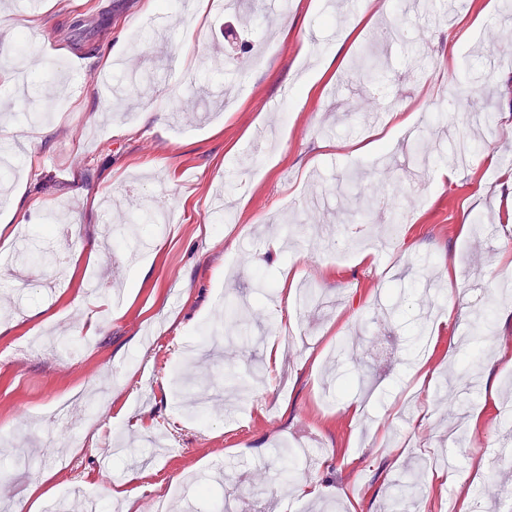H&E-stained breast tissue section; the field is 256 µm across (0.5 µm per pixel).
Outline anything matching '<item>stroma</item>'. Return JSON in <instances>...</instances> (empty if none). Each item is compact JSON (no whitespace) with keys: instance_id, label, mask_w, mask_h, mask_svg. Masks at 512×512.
I'll use <instances>...</instances> for the list:
<instances>
[{"instance_id":"35a3bbf8","label":"stroma","mask_w":512,"mask_h":512,"mask_svg":"<svg viewBox=\"0 0 512 512\" xmlns=\"http://www.w3.org/2000/svg\"><path fill=\"white\" fill-rule=\"evenodd\" d=\"M145 2L39 0L25 12L0 0V56L54 69L23 97L11 69L0 72V148L15 158L0 177V214H13L0 223V498L23 496L37 469L53 499L78 490L104 512H153L160 496L169 512H217L228 498L240 512H318L275 454L301 441L320 454L306 480L340 512H460L457 484L480 493L491 481L501 512L512 492V459L493 454L512 431L500 419L512 400V299L494 291L512 270L503 0H463L437 21L402 0L377 17L359 0H291L283 15L261 0L250 18L204 13L186 70L177 58L194 0L166 11L162 34ZM32 27L41 42L21 44ZM137 33L164 50L142 56ZM374 42L386 75L359 80L352 61ZM111 54L123 74L153 79L119 107L95 82ZM322 67L312 89L296 86L298 71ZM476 83L497 92L478 136L463 111ZM404 105L417 114L412 134L382 140L389 123L371 113ZM445 117L472 150L441 182ZM360 139L378 153L352 152ZM354 169L361 190L338 192ZM161 201L173 221L143 223ZM272 238L278 248H261ZM371 242L376 256L360 261ZM291 270L322 302L294 300L280 322L274 289ZM258 278L272 285L262 297ZM242 299L250 337L231 345L225 314ZM21 336L55 347L18 361ZM378 336L392 360L370 352ZM453 336L472 342L452 351ZM468 362L497 402L444 382ZM364 387L356 417L347 404ZM75 394L62 420L43 417ZM476 415L478 442L460 441ZM450 453L453 480L437 482ZM414 461L424 488L412 499L394 482ZM128 472L146 478L113 497V477Z\"/></svg>"}]
</instances>
